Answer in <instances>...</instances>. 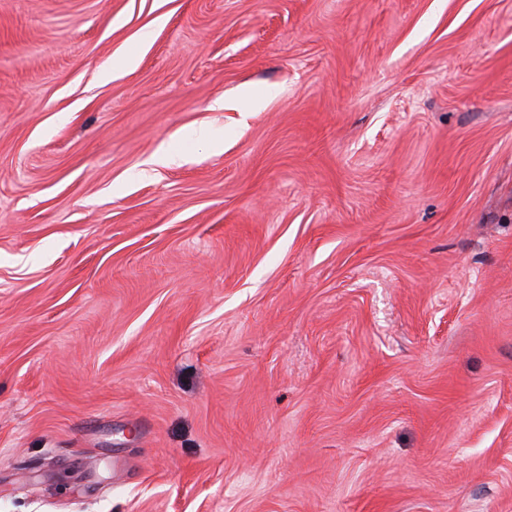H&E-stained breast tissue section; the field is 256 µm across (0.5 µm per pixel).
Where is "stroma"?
Returning <instances> with one entry per match:
<instances>
[{
    "label": "stroma",
    "instance_id": "35a3bbf8",
    "mask_svg": "<svg viewBox=\"0 0 512 512\" xmlns=\"http://www.w3.org/2000/svg\"><path fill=\"white\" fill-rule=\"evenodd\" d=\"M0 512H512V0H0Z\"/></svg>",
    "mask_w": 512,
    "mask_h": 512
}]
</instances>
